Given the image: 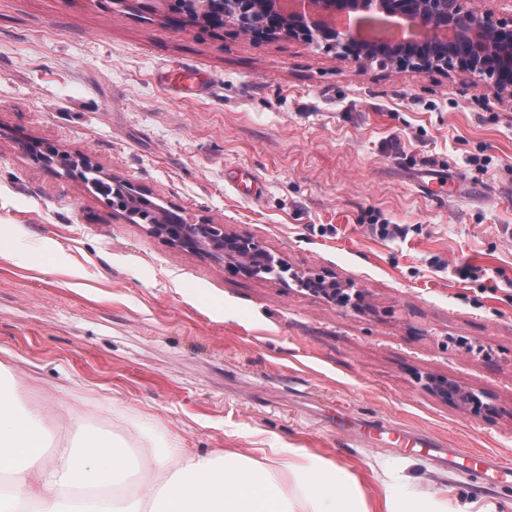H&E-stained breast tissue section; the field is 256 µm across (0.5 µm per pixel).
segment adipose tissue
<instances>
[{"mask_svg":"<svg viewBox=\"0 0 512 512\" xmlns=\"http://www.w3.org/2000/svg\"><path fill=\"white\" fill-rule=\"evenodd\" d=\"M45 413L0 363V512H367L350 471L304 448L260 462L171 436L146 464L77 413L72 436L48 440Z\"/></svg>","mask_w":512,"mask_h":512,"instance_id":"obj_1","label":"adipose tissue"}]
</instances>
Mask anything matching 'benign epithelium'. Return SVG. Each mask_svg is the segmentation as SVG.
<instances>
[{"mask_svg":"<svg viewBox=\"0 0 512 512\" xmlns=\"http://www.w3.org/2000/svg\"><path fill=\"white\" fill-rule=\"evenodd\" d=\"M463 0H184L186 9L213 23H231L246 36L284 32L317 37L343 47L359 62L383 59L397 69L460 70L490 83L512 99V19L496 21L462 5ZM416 26L419 39H371L370 21ZM153 233L175 247L236 266L245 273L271 272L280 259L259 244L224 232L222 224H176L160 211ZM445 401H477L479 393L444 376H427Z\"/></svg>","mask_w":512,"mask_h":512,"instance_id":"obj_1","label":"benign epithelium"}]
</instances>
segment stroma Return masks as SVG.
I'll list each match as a JSON object with an SVG mask.
<instances>
[{
    "instance_id": "1",
    "label": "stroma",
    "mask_w": 512,
    "mask_h": 512,
    "mask_svg": "<svg viewBox=\"0 0 512 512\" xmlns=\"http://www.w3.org/2000/svg\"><path fill=\"white\" fill-rule=\"evenodd\" d=\"M178 64L211 95L160 85ZM51 152L252 238L287 272L173 248ZM378 222L402 232L379 238ZM296 274L335 277L365 310ZM0 362L56 438L73 410L140 457L169 435L257 460L289 444L349 468L369 512L385 484L512 512V484L477 492L332 421L341 407L512 461V99L465 72L212 30L163 0H0ZM428 374L492 413L438 400Z\"/></svg>"
}]
</instances>
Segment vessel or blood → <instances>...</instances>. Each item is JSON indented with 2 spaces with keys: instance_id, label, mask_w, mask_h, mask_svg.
<instances>
[{
  "instance_id": "vessel-or-blood-1",
  "label": "vessel or blood",
  "mask_w": 512,
  "mask_h": 512,
  "mask_svg": "<svg viewBox=\"0 0 512 512\" xmlns=\"http://www.w3.org/2000/svg\"><path fill=\"white\" fill-rule=\"evenodd\" d=\"M161 82L178 94L195 98L207 95L204 79L198 77L196 69L184 66L167 71ZM369 446L380 444L394 448H418L425 455L448 464L453 471L466 474L476 490L490 492L499 484L512 482V465L503 463L479 452L465 448H446L437 439L416 432H391L378 430L376 435L367 436Z\"/></svg>"
}]
</instances>
